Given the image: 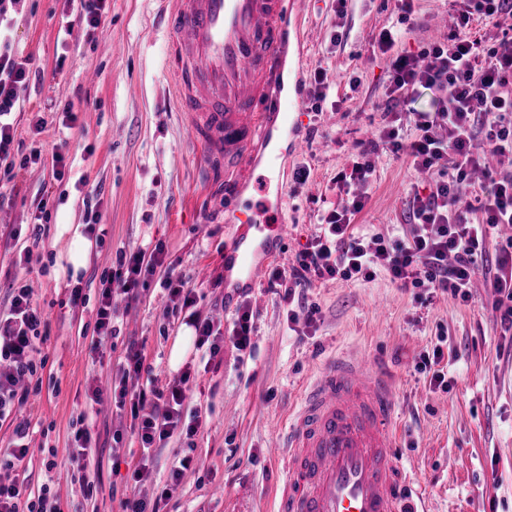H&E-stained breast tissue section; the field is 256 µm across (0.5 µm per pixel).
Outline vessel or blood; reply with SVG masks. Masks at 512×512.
<instances>
[{"label": "vessel or blood", "mask_w": 512, "mask_h": 512, "mask_svg": "<svg viewBox=\"0 0 512 512\" xmlns=\"http://www.w3.org/2000/svg\"><path fill=\"white\" fill-rule=\"evenodd\" d=\"M159 20L182 123L207 157V178L223 173L236 231L224 250V296L254 287L266 259L288 240L264 201L245 198L257 169L274 173L306 115L305 93L284 71L299 0H161ZM391 379L362 354L326 363L299 399L287 433L270 451L282 463L275 512H419L396 459L398 423Z\"/></svg>", "instance_id": "1"}]
</instances>
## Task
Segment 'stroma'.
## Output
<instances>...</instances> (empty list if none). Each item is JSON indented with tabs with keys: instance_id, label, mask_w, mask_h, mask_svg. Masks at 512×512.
Segmentation results:
<instances>
[{
	"instance_id": "obj_1",
	"label": "stroma",
	"mask_w": 512,
	"mask_h": 512,
	"mask_svg": "<svg viewBox=\"0 0 512 512\" xmlns=\"http://www.w3.org/2000/svg\"><path fill=\"white\" fill-rule=\"evenodd\" d=\"M302 19L307 32L291 47L290 67H302L306 95L314 75L326 71L330 87L320 111H308L300 132L305 148L286 155L280 186L269 200H282L281 216L291 237L276 257L288 264L316 232L321 215L336 207V178L350 168L360 142L382 130L376 106L387 92L389 58L374 44L382 28L403 33L394 51L418 54L428 43L446 39L453 0H417L402 17L396 0H308ZM159 0H112L93 37L60 43L63 21H77L79 0H20L13 12L11 43L19 61L34 76L15 114L16 138L42 152L38 163L18 170L13 184L0 186L10 199L0 206V307H7L14 281L26 282L43 311L44 365L38 389L15 399L0 418V479L8 467L13 418L31 422L33 451L24 461L25 495L37 497L51 483L62 512H122L130 495L153 500L166 485L179 458L191 456L166 512H273L280 465L269 445L288 427L299 395L329 357L364 353L393 379L401 439L399 465L424 492L428 512H512V331L494 309L497 295L476 274L471 297H427L397 288L385 272L373 279L315 280L307 290L319 308L309 327L288 324L283 288L260 281L243 294L253 315V353L225 346L217 367L205 368L203 349L190 348L182 369L169 364L171 350L189 320L171 315L158 279H151L139 303L117 301V336L104 356L91 354L96 339L95 310L100 277L111 269L117 251L133 252L163 243L175 276L203 291L196 307L231 327L234 313L224 310V245L233 228L213 207L220 183H204L202 151L182 127L172 77L167 69L165 33L158 23ZM344 33L334 43L335 33ZM72 103L78 120L61 127V109ZM41 127H34V117ZM65 158V176L56 179L53 153ZM376 177L355 225L365 237H404L410 230L408 203L429 177L410 158L381 144ZM309 179L296 188L295 169ZM101 189L99 212L108 229L104 246H92L87 262L72 270L65 256L74 233H86L85 192ZM48 198L50 223L38 238L13 240L15 228L34 224L36 207ZM34 261L16 265L19 249ZM82 282L84 305L69 302L71 278ZM142 344L154 384L167 389L190 368L186 395L204 425L193 439H171L158 451V463L138 486L128 478L139 443L128 414L105 403L90 406L91 384L111 386L118 361L130 342ZM442 346L448 365L447 387L430 385L415 363L420 354ZM97 434L99 484L85 498L79 474L69 460L70 435L79 423ZM122 432V442L112 440Z\"/></svg>"
}]
</instances>
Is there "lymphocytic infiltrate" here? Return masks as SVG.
<instances>
[{
	"label": "lymphocytic infiltrate",
	"mask_w": 512,
	"mask_h": 512,
	"mask_svg": "<svg viewBox=\"0 0 512 512\" xmlns=\"http://www.w3.org/2000/svg\"><path fill=\"white\" fill-rule=\"evenodd\" d=\"M506 13H512V0H462L458 22L446 40L431 43L415 56L393 57L383 112L396 116L399 107L410 105V92L419 89L437 92L440 106L433 112L418 113L414 139L402 141L398 128L391 124L385 127L383 137L393 152L411 157L416 169L435 174L433 187L429 194H417L410 200L413 224L406 239H369L355 234L354 218L365 206V190L373 184L376 172L377 144L362 143L350 172L337 178L341 203L324 213L318 233L297 252L289 267L271 272V285L284 287L286 299L296 300L297 290L308 288L316 278L370 280L382 270L398 288L469 300L488 236L499 226H512V175L483 168L488 155H512V93L507 90L512 84V52L474 39L469 23L476 17L492 20ZM29 81L26 64L17 61L10 50H0V169L8 175L41 157L38 151L26 153L16 146L10 120ZM478 169L485 176L484 218L474 223L460 201L471 185L472 172ZM165 259V247L160 243L149 251L117 254L115 270L101 278L95 320L99 338L116 332L112 324L114 297L138 300L141 288L152 278H159L171 313L197 305L195 289L185 287ZM296 302V308L287 314L289 322L315 323L316 305ZM251 318L248 305L243 304L229 332L211 319H194L197 342L207 346L213 359L220 357L228 343L241 352L252 350ZM42 322L43 314L34 305L28 286L13 288L9 307L0 310V413L15 400L21 382L36 374ZM144 369L141 347L129 344L118 384L108 392L98 386L86 389L91 403H102L109 395L117 408H129L142 448L132 472L137 482L151 474L153 448L176 434L194 437L202 425L200 413L185 408V380L175 381L164 393L141 384ZM0 512H60V506L50 485H43L37 499L29 500L23 496L22 482L13 477L0 480Z\"/></svg>",
	"instance_id": "1"
}]
</instances>
